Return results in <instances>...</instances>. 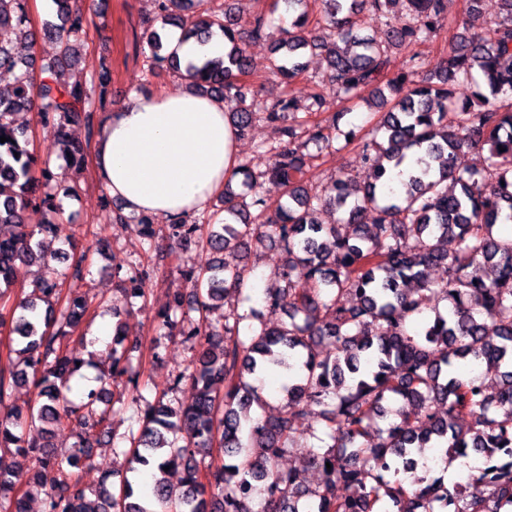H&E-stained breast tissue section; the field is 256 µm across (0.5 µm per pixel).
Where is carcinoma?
Masks as SVG:
<instances>
[{"label":"carcinoma","instance_id":"carcinoma-1","mask_svg":"<svg viewBox=\"0 0 512 512\" xmlns=\"http://www.w3.org/2000/svg\"><path fill=\"white\" fill-rule=\"evenodd\" d=\"M26 2L0 0V71L14 75L12 88L0 91V136L7 138L0 142V299L16 262L47 267L64 254L50 248L62 221L24 222L31 206L61 214L53 189L63 179L50 159L33 156L29 133L13 115L39 100L40 123L76 175L89 142L70 139L68 129L83 124L94 131V113L108 106L104 64L96 90L65 80L67 67L81 59L90 23L82 0H53L57 21L44 23L42 37L56 46L57 57L40 64L19 62L14 52ZM153 2L183 41L205 43L219 34L225 51L183 63L154 29L143 53L148 76L172 71L186 86L224 100L238 133L261 118L277 127L279 139L259 146L268 156L265 169L239 165L241 191L224 185V218L216 212L208 224L209 259L186 270L201 288L189 302L172 294L163 313L162 326L180 328L197 347L191 371L173 383L191 382V404L173 406L165 393L144 406L139 394L128 401L103 397L123 376L139 388V373L118 350L117 311L112 365L97 377L99 386L73 402L69 381L87 362L68 354L64 340L88 312L87 300L67 297L63 320L56 321L58 284L46 277L19 302L12 332L22 368L0 367V407L9 408L0 418V449L34 454V466L25 477L0 457V502L7 501L8 512H26L29 491L16 494L23 485L45 492V512H300L302 505L313 512H377L386 499L397 512H512V236L499 233L512 221V66L504 65L512 60V0H499L500 17L488 34L455 37L436 68L425 69L415 56L408 70L392 76L388 47L409 48L435 36L447 23V0H283L297 18L272 46L274 76L289 82L305 71L303 53L321 50L336 97L360 98L383 81L390 93L378 96L385 112L362 143L370 180L354 185L340 171L321 196L308 188V143L329 148L353 132L340 128L338 113L325 125L306 127L292 98L257 100L245 38L264 37L267 21L257 17L245 30L234 0H224L219 12L205 7L206 0ZM365 5L381 17L406 14L405 24L389 29L388 45L358 36ZM313 7L323 35L305 28ZM484 146L485 168L461 166L465 150ZM263 179L283 188L272 216L255 192ZM320 204L341 211V223L312 219ZM202 224L185 217L167 225L168 236L190 242ZM250 242L274 243L285 255L262 302L273 312L288 311L286 322L259 321L254 309L240 310L250 300L240 249ZM431 265L447 266L444 281H430ZM149 279L143 269L118 281L136 299L145 297ZM232 296L237 302L224 314L221 335L206 313ZM440 302L447 303L443 311ZM429 308L434 317L421 329L408 325ZM268 371L286 372L285 405L256 418L253 407L263 399L248 378ZM30 379L41 402L12 405V391ZM389 402L399 404L396 419L368 440L370 426L390 414ZM311 404L329 427L330 443L305 457L306 467L322 472L321 488L279 467L298 448L300 414ZM121 410L131 412L130 447L115 443L112 454L127 467L112 471L116 490L104 486L91 500L78 470L110 436ZM73 416L81 431L64 458L48 435ZM38 422L41 437L26 439L25 428ZM427 448L444 465L474 454L485 466L473 481L448 484L422 464L423 476L404 486L399 474L414 465L413 453L426 460ZM216 449L231 462H212ZM166 466L181 472L179 485L168 480Z\"/></svg>","mask_w":512,"mask_h":512}]
</instances>
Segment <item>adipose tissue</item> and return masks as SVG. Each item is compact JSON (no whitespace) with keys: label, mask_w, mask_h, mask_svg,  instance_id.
<instances>
[{"label":"adipose tissue","mask_w":512,"mask_h":512,"mask_svg":"<svg viewBox=\"0 0 512 512\" xmlns=\"http://www.w3.org/2000/svg\"><path fill=\"white\" fill-rule=\"evenodd\" d=\"M93 155L100 184L126 213L170 221L203 210L223 191L240 143L223 100L140 92L113 102Z\"/></svg>","instance_id":"1"}]
</instances>
